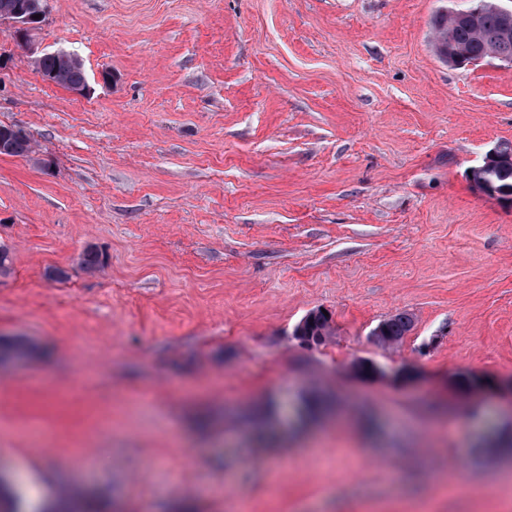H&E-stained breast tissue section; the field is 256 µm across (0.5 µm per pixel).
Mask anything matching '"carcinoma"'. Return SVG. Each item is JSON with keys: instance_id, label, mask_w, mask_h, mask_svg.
<instances>
[{"instance_id": "cac0c4a2", "label": "carcinoma", "mask_w": 512, "mask_h": 512, "mask_svg": "<svg viewBox=\"0 0 512 512\" xmlns=\"http://www.w3.org/2000/svg\"><path fill=\"white\" fill-rule=\"evenodd\" d=\"M502 0H474L477 16L462 20L446 10L434 17L432 30L437 55L450 66L464 67L470 64L512 59V39L500 38L505 18L497 8ZM43 0H0V14L15 11L34 13L33 5ZM36 71L68 90L87 85V73L73 56L63 51L47 55L38 61ZM7 137L6 155L29 157L34 150L29 137L20 129L0 125V137ZM493 188L501 194L512 195V165H504L493 175ZM412 316L399 312L379 325L377 340L382 343H398L411 330ZM331 318L318 312L315 320L306 324L308 336L321 343L330 334Z\"/></svg>"}]
</instances>
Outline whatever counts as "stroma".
<instances>
[{
    "label": "stroma",
    "instance_id": "1",
    "mask_svg": "<svg viewBox=\"0 0 512 512\" xmlns=\"http://www.w3.org/2000/svg\"><path fill=\"white\" fill-rule=\"evenodd\" d=\"M448 5L45 0L29 42L0 23V125L36 149L0 155V350L24 345L1 480L78 512H512V206L469 179L512 145V67L442 63ZM34 46L75 53L90 94ZM62 51L63 49L53 51L33 49L32 54L36 55L34 62L38 61L37 66H35L37 73L41 75L43 80L49 78L55 85L65 87L68 90L86 86L88 79L84 66L78 65L73 60L72 55ZM88 90L89 86L87 85L84 88H77L71 91L77 95H84ZM413 326L412 316L407 312H399L379 325V330L374 331L377 340L382 343H398L411 330Z\"/></svg>",
    "mask_w": 512,
    "mask_h": 512
}]
</instances>
